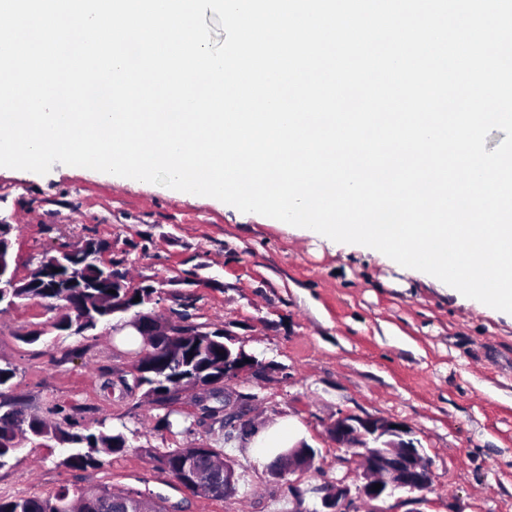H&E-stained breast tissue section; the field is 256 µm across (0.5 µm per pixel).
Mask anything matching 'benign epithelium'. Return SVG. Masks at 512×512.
<instances>
[{
    "instance_id": "7a95c632",
    "label": "benign epithelium",
    "mask_w": 512,
    "mask_h": 512,
    "mask_svg": "<svg viewBox=\"0 0 512 512\" xmlns=\"http://www.w3.org/2000/svg\"><path fill=\"white\" fill-rule=\"evenodd\" d=\"M127 327L133 328L141 336L143 355L152 354L162 340L175 341L181 336H222L231 339L228 328L205 331L192 320L178 317H159L153 312L145 317L139 312L129 318L112 324V331L117 333ZM272 367L247 354L239 348L231 354V348L224 346V378L220 386L226 387L240 380H261L269 375ZM215 389L213 384H202L193 378L178 381L179 398L194 390ZM250 399L238 396L234 403L224 402L216 409V416L233 419L244 426L251 425ZM329 439L338 448H364V467L362 484L352 488L344 480L309 484L301 489L293 486L295 512H302L301 504L306 495L313 496L320 505V512H357L361 503L379 500L392 495L395 491L408 493L427 489L432 481V471L428 460L422 453L418 442L412 438V430L401 422L381 416H357L340 412L336 419L327 426ZM316 458V453L302 442L288 450V459L270 469L275 477H286L309 471ZM204 488L209 495H219L227 500L234 494L236 469L221 460L212 459L203 474L200 475ZM381 488L374 489L375 485Z\"/></svg>"
}]
</instances>
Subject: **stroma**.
Returning a JSON list of instances; mask_svg holds the SVG:
<instances>
[{"mask_svg": "<svg viewBox=\"0 0 512 512\" xmlns=\"http://www.w3.org/2000/svg\"><path fill=\"white\" fill-rule=\"evenodd\" d=\"M0 220L13 226L19 275L59 244L107 242L134 281L162 285L158 314L193 294L196 324L228 326L246 352L276 365L271 380L234 384L228 394L253 395L257 425L286 417L300 425L318 451L301 484H361L360 456L333 447L326 426L340 412L376 415L411 427L432 470L420 503L399 492L376 505L381 512H512V314L311 229L87 168L56 163L39 175L1 167ZM54 317L33 302L0 313V365L16 369L12 397L64 429L107 423L128 448L87 470L61 467L62 445L22 448L0 467V497L106 486L164 496L174 512H287L279 484L239 440L205 423L158 430L163 409L113 376L133 350L110 325L78 336L54 329ZM34 331L39 340L23 342ZM197 445L235 460V497L175 487L145 454Z\"/></svg>", "mask_w": 512, "mask_h": 512, "instance_id": "1", "label": "stroma"}]
</instances>
